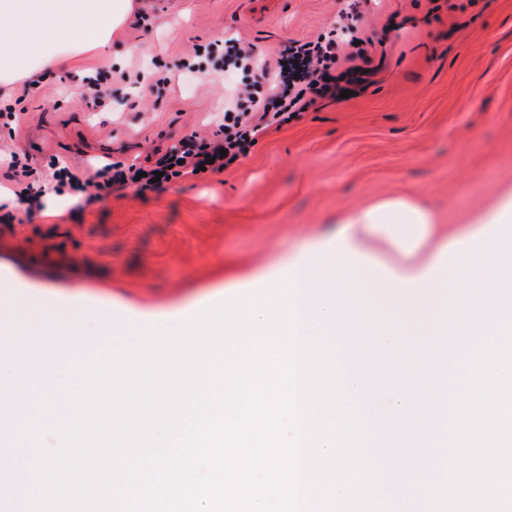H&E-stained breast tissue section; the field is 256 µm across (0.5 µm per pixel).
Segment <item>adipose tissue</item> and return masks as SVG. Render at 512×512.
I'll list each match as a JSON object with an SVG mask.
<instances>
[{
	"instance_id": "obj_1",
	"label": "adipose tissue",
	"mask_w": 512,
	"mask_h": 512,
	"mask_svg": "<svg viewBox=\"0 0 512 512\" xmlns=\"http://www.w3.org/2000/svg\"><path fill=\"white\" fill-rule=\"evenodd\" d=\"M132 0H0V87L52 63L106 47L132 14ZM394 247L408 265L377 266L370 242ZM279 334L268 300L255 299L234 333L242 346L216 356L210 381L231 382L249 346L273 361L303 351V335L328 330L348 361L352 398L446 392L449 369L487 332L512 334V199L478 217L466 239L439 234L407 200H384L341 221L336 235L290 264Z\"/></svg>"
}]
</instances>
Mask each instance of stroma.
<instances>
[{
  "label": "stroma",
  "mask_w": 512,
  "mask_h": 512,
  "mask_svg": "<svg viewBox=\"0 0 512 512\" xmlns=\"http://www.w3.org/2000/svg\"><path fill=\"white\" fill-rule=\"evenodd\" d=\"M137 17L105 49L50 68L19 99L21 127L0 150L38 172L65 160H154L221 115L232 73L208 70L220 38L274 60L349 19L374 36L356 95L319 101L269 131L224 173L79 206L60 202L0 223V307L71 318L87 334L164 325L244 299L253 281L285 293L282 271L368 205L405 198L463 229L512 194V0H133ZM143 71L96 109L80 75Z\"/></svg>",
  "instance_id": "1"
}]
</instances>
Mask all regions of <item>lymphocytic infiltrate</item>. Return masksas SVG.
Listing matches in <instances>:
<instances>
[{
  "instance_id": "obj_1",
  "label": "lymphocytic infiltrate",
  "mask_w": 512,
  "mask_h": 512,
  "mask_svg": "<svg viewBox=\"0 0 512 512\" xmlns=\"http://www.w3.org/2000/svg\"><path fill=\"white\" fill-rule=\"evenodd\" d=\"M347 49V75H354L356 62H367L372 40L362 37L337 41L335 33H327L314 41L305 42L288 54L283 62L256 65V49L241 40L231 45L216 46L209 53L213 71L234 66L247 78L233 87L224 109V121L211 134L192 132L178 145L167 150L149 167L120 161L96 165L72 166L53 160V178L57 193L73 188L84 202H92L102 192L135 188L145 192L151 188L152 178L162 183L198 176L200 171L223 173L240 158L246 157L257 138L270 129L281 128L302 112L313 108L318 100L337 97L342 92L336 74V46ZM11 179L16 189L14 201H0V217L13 222L11 204H18L25 213L43 211L45 204L41 191L33 185L34 169L28 162L11 158Z\"/></svg>"
}]
</instances>
